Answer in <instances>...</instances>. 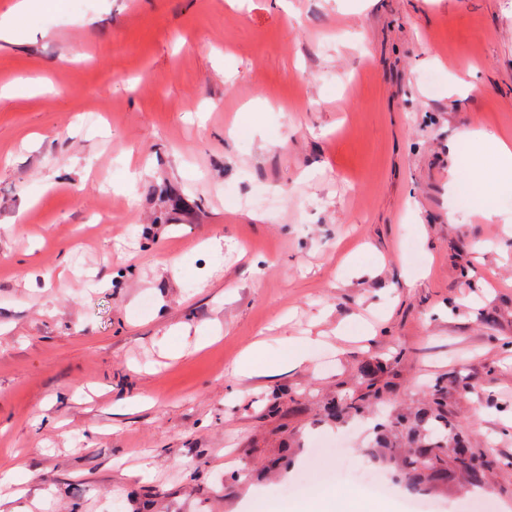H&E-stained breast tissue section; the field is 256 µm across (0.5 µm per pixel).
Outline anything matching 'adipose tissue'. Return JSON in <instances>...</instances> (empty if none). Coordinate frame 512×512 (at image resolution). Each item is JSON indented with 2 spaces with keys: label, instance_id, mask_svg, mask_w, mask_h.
<instances>
[{
  "label": "adipose tissue",
  "instance_id": "1",
  "mask_svg": "<svg viewBox=\"0 0 512 512\" xmlns=\"http://www.w3.org/2000/svg\"><path fill=\"white\" fill-rule=\"evenodd\" d=\"M459 174L448 184L449 193L469 190L484 215L495 212V196L488 183L512 188V145L481 130H466L457 139Z\"/></svg>",
  "mask_w": 512,
  "mask_h": 512
}]
</instances>
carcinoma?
Segmentation results:
<instances>
[{"label":"carcinoma","mask_w":512,"mask_h":512,"mask_svg":"<svg viewBox=\"0 0 512 512\" xmlns=\"http://www.w3.org/2000/svg\"><path fill=\"white\" fill-rule=\"evenodd\" d=\"M443 385L435 382L429 391V405L415 413L403 414L377 423V438L369 457L379 461H394L404 471L406 487L418 493L425 490L422 474L444 481L448 467H453L472 485H481L486 470L473 464L460 452L469 447L459 424L448 418L442 398ZM382 401L380 391H367L352 398H338L327 406V414L361 416L371 406Z\"/></svg>","instance_id":"carcinoma-1"}]
</instances>
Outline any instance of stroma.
Masks as SVG:
<instances>
[{"label":"stroma","mask_w":512,"mask_h":512,"mask_svg":"<svg viewBox=\"0 0 512 512\" xmlns=\"http://www.w3.org/2000/svg\"><path fill=\"white\" fill-rule=\"evenodd\" d=\"M0 469L27 512H291L365 497L375 414L443 380L512 512V191L448 192L512 141V0H46L0 39ZM222 241L221 251L207 248ZM377 330L360 338L359 323ZM324 346L270 376L254 343ZM474 386L463 395L459 379ZM382 413V414H383ZM147 476H132V469ZM457 154L459 170L448 183V192L455 195L468 189L483 214L490 217L495 213V195L487 190L488 181L512 190V148L493 134L465 130L458 136ZM460 171L466 174L467 184H463ZM278 364L269 361L261 349L256 348L241 357L231 368L230 374L239 376H267L272 373ZM383 402L379 390L367 388V391L352 398H336L328 403L327 414L336 416L346 414L348 416H362L372 405ZM335 506L336 510H330ZM371 512L379 511L371 508L367 502L357 499L352 494L336 496L335 504L332 495L326 491H316L293 512Z\"/></svg>","instance_id":"stroma-1"}]
</instances>
